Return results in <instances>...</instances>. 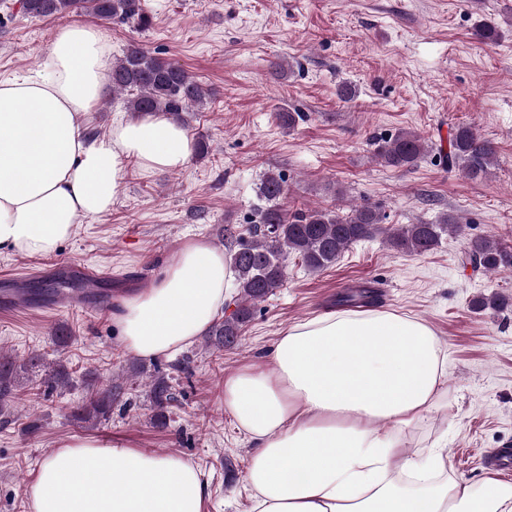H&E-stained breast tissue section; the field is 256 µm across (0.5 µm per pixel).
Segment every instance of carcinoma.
<instances>
[{
    "label": "carcinoma",
    "instance_id": "obj_1",
    "mask_svg": "<svg viewBox=\"0 0 512 512\" xmlns=\"http://www.w3.org/2000/svg\"><path fill=\"white\" fill-rule=\"evenodd\" d=\"M81 8L107 21H134L141 28L151 25L146 0H20V11L31 19H43ZM112 92L128 95L126 109L134 115L165 113L176 120L202 103L205 91L183 67L152 55L139 45H130L123 56L112 62ZM376 157L394 168H412L429 152V146L413 131L401 130L376 144ZM494 158L492 146L480 140L468 126L458 125L449 132L448 153L442 157L448 169H461L471 179H482ZM260 204L248 236L224 227L230 241L232 267L238 293L234 310L216 323L209 332V342L217 349L236 344L242 327L252 317L254 307L283 286L286 261L298 257L311 271L326 269L353 244L374 238L382 230L387 215L370 205H359L341 216L333 210L297 208L284 205L288 195L287 180L280 173L268 171L260 179ZM462 230L456 217L445 214L434 222L404 224L389 236L396 251L420 255L435 249L443 236ZM464 257L473 268L485 274L512 268V247L492 237L470 240ZM371 287L336 298V306L360 308L377 304ZM14 361L0 354V400L12 395ZM123 387L111 386L101 396L76 408L74 416L84 422H97L109 415L112 401ZM149 399L162 410L174 400L168 381L158 376L149 383Z\"/></svg>",
    "mask_w": 512,
    "mask_h": 512
}]
</instances>
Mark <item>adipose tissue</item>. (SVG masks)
I'll list each match as a JSON object with an SVG mask.
<instances>
[{
    "instance_id": "1",
    "label": "adipose tissue",
    "mask_w": 512,
    "mask_h": 512,
    "mask_svg": "<svg viewBox=\"0 0 512 512\" xmlns=\"http://www.w3.org/2000/svg\"><path fill=\"white\" fill-rule=\"evenodd\" d=\"M39 78L0 79V248L50 255L80 218L111 211L128 162L184 168L186 128L162 114L92 135L105 95L108 33L55 30ZM231 256L185 242L148 291L122 299L114 322L144 358L205 335L236 284ZM447 356L424 320L384 308L333 309L278 336L267 364L224 380V406L253 443L252 512H512V484L455 475L439 449L407 452V433L441 408ZM196 464L105 437L65 440L27 490L33 512H204Z\"/></svg>"
}]
</instances>
